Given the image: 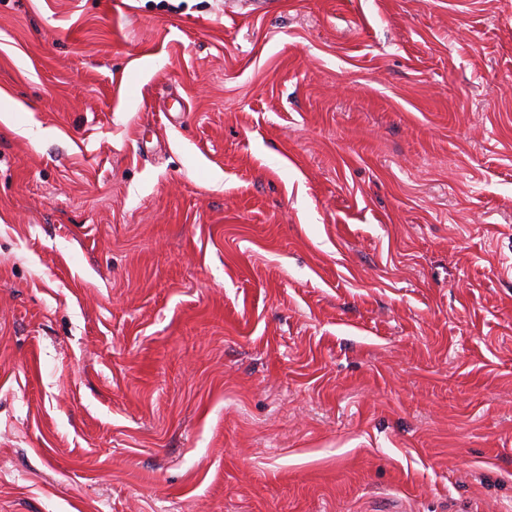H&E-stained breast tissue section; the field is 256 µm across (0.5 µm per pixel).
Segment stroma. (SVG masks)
I'll return each instance as SVG.
<instances>
[{
    "mask_svg": "<svg viewBox=\"0 0 512 512\" xmlns=\"http://www.w3.org/2000/svg\"><path fill=\"white\" fill-rule=\"evenodd\" d=\"M0 512H512V0H0Z\"/></svg>",
    "mask_w": 512,
    "mask_h": 512,
    "instance_id": "obj_1",
    "label": "stroma"
}]
</instances>
